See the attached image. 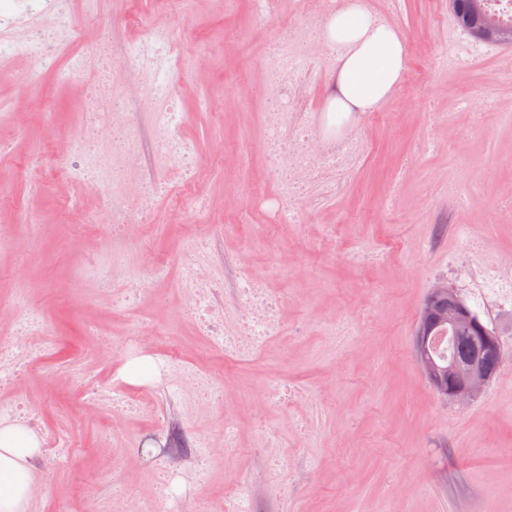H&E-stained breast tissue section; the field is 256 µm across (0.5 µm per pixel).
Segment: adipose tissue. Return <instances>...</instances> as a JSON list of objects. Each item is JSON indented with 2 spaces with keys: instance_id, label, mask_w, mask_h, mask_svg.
<instances>
[{
  "instance_id": "1",
  "label": "adipose tissue",
  "mask_w": 512,
  "mask_h": 512,
  "mask_svg": "<svg viewBox=\"0 0 512 512\" xmlns=\"http://www.w3.org/2000/svg\"><path fill=\"white\" fill-rule=\"evenodd\" d=\"M317 36L338 52L336 84L326 106L337 122L376 109L393 93L407 67L402 37L375 19L361 0H342ZM40 450L32 429L0 418V512H27L36 480L30 461Z\"/></svg>"
}]
</instances>
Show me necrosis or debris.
I'll return each instance as SVG.
<instances>
[{
	"mask_svg": "<svg viewBox=\"0 0 512 512\" xmlns=\"http://www.w3.org/2000/svg\"><path fill=\"white\" fill-rule=\"evenodd\" d=\"M56 15L61 24L51 30L44 29L35 20L30 0H0V60L27 54L40 58L41 67L32 73L31 83H38L45 73H54L63 83L79 81L86 58L81 36L71 31L65 19L68 0H55ZM124 71L130 87H138L144 64H151L153 80L149 90L154 97L165 100L166 107L157 115L154 144L160 156L169 160L178 174L177 181L168 183L167 191L175 198L190 195L197 203H204L201 188V172L205 158L224 155L223 141H213L207 157H200L194 144L180 134L182 114L172 88L173 80L181 69V57L169 38L168 31H155L146 42L129 44L123 55ZM306 62L302 56V42L288 29H280L276 60L270 72V86L286 97L283 109L268 113L266 124L269 145L273 157L283 174L276 195L288 200L302 193L308 184L323 172L339 175L354 170L363 157V140L360 128L334 133L327 126H315L309 121H296V111L289 99L292 88ZM90 120H97L101 110H108L112 121L107 129L83 133L71 137L59 146L54 155L51 176L55 181L87 188L101 200L99 209L81 221L92 231L107 229L110 235H122L131 222L133 209H147L149 195L130 200L119 191V183L138 147V135L133 121L127 120V94L113 89L109 77H101L98 84L86 90ZM296 125L293 143L280 138L283 128ZM151 276H143L133 270L119 272L112 264L96 263L92 271L98 282L105 283L123 274V290L113 293L112 304L127 308L136 304L149 288L151 279H160L167 273V260L159 256L150 262ZM481 284L474 294L477 306L495 305L512 309V264H492L479 272ZM181 282L187 312L197 322L205 336L210 352L236 362L247 359L267 348L280 331L281 298L259 277L246 278L240 290L239 322L236 332L224 329V313L216 308L211 295L216 288L215 280L202 279L194 260L181 265ZM16 339L0 346V383L14 384L20 373L29 365L45 360L60 345L57 336H50L42 351L21 352L20 340L42 327L39 313L27 311L12 318ZM163 370L175 385L190 390L193 400L205 399L215 405L223 404L224 389L216 385L213 375L202 373L199 365L185 362L173 348L165 352ZM160 452L154 459L158 470L169 478L197 480L203 478V463L209 450L204 440L195 436L176 415L160 421L153 433Z\"/></svg>",
	"mask_w": 512,
	"mask_h": 512,
	"instance_id": "obj_1",
	"label": "necrosis or debris"
}]
</instances>
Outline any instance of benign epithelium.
<instances>
[{
	"label": "benign epithelium",
	"mask_w": 512,
	"mask_h": 512,
	"mask_svg": "<svg viewBox=\"0 0 512 512\" xmlns=\"http://www.w3.org/2000/svg\"><path fill=\"white\" fill-rule=\"evenodd\" d=\"M444 293L448 294V302L452 304V308L448 309V328L452 329L461 322L468 323L481 337L489 353L498 359L502 357V347L498 340L489 335L480 320L472 315L463 301L455 296L454 289L450 288L446 291L440 289L429 295L422 314L421 325L416 331L414 356L425 380L439 396L457 404H468L482 392L489 383L490 376L473 363L464 365L450 363L445 367L441 365L440 360L430 354L427 348L428 337L425 336L424 322L431 314L433 300Z\"/></svg>",
	"instance_id": "obj_1"
}]
</instances>
